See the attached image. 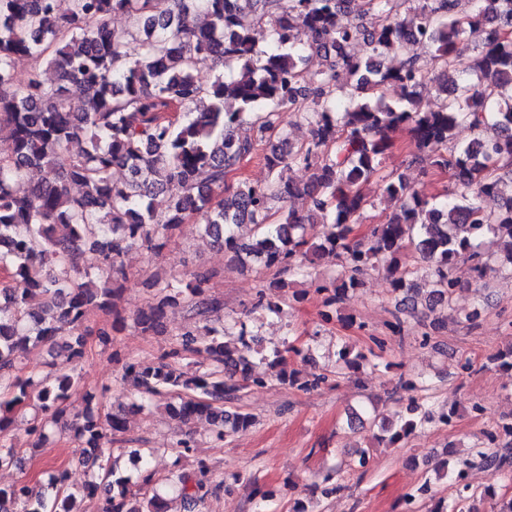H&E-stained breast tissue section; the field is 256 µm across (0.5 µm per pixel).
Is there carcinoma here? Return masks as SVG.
<instances>
[{
  "instance_id": "1",
  "label": "carcinoma",
  "mask_w": 512,
  "mask_h": 512,
  "mask_svg": "<svg viewBox=\"0 0 512 512\" xmlns=\"http://www.w3.org/2000/svg\"><path fill=\"white\" fill-rule=\"evenodd\" d=\"M350 0H0V125L11 130L0 144V266L12 271L21 288L0 289V432L14 423V413L36 401L37 414L24 432L41 448L58 432L83 445L81 462L89 471L78 488L66 483L64 470L51 473L41 488L21 480L0 488V512H77V499L95 500L98 512H169L163 487L179 491L184 502L202 510L224 488V479L204 463L189 475L177 470L160 476L151 468L156 448H122L119 456L105 445L126 431V419L95 411L97 394L81 386L77 365L84 353L85 323L94 310L116 306L120 282L126 279L124 254L149 251L191 215L201 217L203 232L234 261L312 275L325 253L342 259L344 273L315 282L327 307L342 304L363 285L369 270H384L404 311L418 320L441 306L447 310L459 283L456 261L466 256L477 277L485 264L481 240L501 243L502 260L512 266V193L503 197L504 178L512 180V0H364L366 12L381 17L367 27L342 23ZM114 14L126 26L113 28ZM491 25L485 42L473 48L469 72L457 69L467 33ZM266 26L271 44L256 47L254 32ZM307 42H302L301 32ZM414 37L425 40L430 60L412 55ZM136 43L134 53L127 45ZM361 42L365 55L348 48ZM401 55L396 69L390 58ZM30 57L55 68L58 82L44 85L33 75L24 85L13 76L15 59ZM233 66L230 81L219 75L202 83L203 66ZM354 81L362 96L333 97L341 77ZM439 85L441 106L423 104L422 89ZM392 85L398 98L382 90ZM83 108L76 112L72 101ZM288 110L310 127L300 147L288 140L280 114ZM255 118L258 138L240 137L236 127ZM466 126L473 138L454 141ZM408 131L422 154L414 158L423 171L450 170L458 190L443 197L415 189L401 174L384 180L383 193L397 212L369 233L355 234L369 204L363 187L378 172L382 155L397 132ZM275 139L265 155L270 178L263 185L225 182L227 173L252 155L258 143ZM301 166L309 180L298 186L284 171ZM128 170L122 183L112 171ZM43 174L29 179L32 170ZM79 193H73V187ZM168 198L158 213L152 199ZM303 194L310 213L303 215L276 202ZM503 197L486 210L482 200ZM254 225V236L242 243L239 224ZM410 250L427 263L432 288L421 294L412 271L400 255ZM105 267L99 280L78 282L53 275L67 265L88 274L87 255ZM212 274L197 271L190 280L155 281V304L135 314L145 335L162 332L165 309L185 304L206 320L220 311L208 299ZM282 279L259 290L248 315L282 313ZM356 349L343 343L336 350V373L366 368L389 369L381 362L385 342ZM60 346L63 363H51L52 375L36 380L18 374V358L28 346ZM312 343L285 341L264 350L254 328L241 319L229 327L194 324L177 333L158 361H127L122 382L134 392L132 408L143 411L157 397H168L170 417L182 425L206 419L216 437L249 429L255 416L240 405L242 394L276 380L308 390L328 380L325 373L305 374L288 368L291 357L308 359ZM206 355L209 366L194 369L190 358ZM269 376L252 374L254 358ZM407 403L390 415H374V439L399 448L437 421L452 424L454 407L436 412L428 402L432 387L408 381ZM79 395L81 413L70 416L65 403ZM196 448L189 432L173 450L185 457ZM350 459L322 476V492L341 490L344 472L366 467L369 449L354 448ZM127 459L138 478L119 474ZM423 491L410 512H512V499L495 485L512 481V414L503 416L463 457L434 456L425 461ZM21 467L15 448L0 447V468ZM480 468L492 483L477 488L469 472ZM446 478L452 499L440 494Z\"/></svg>"
}]
</instances>
